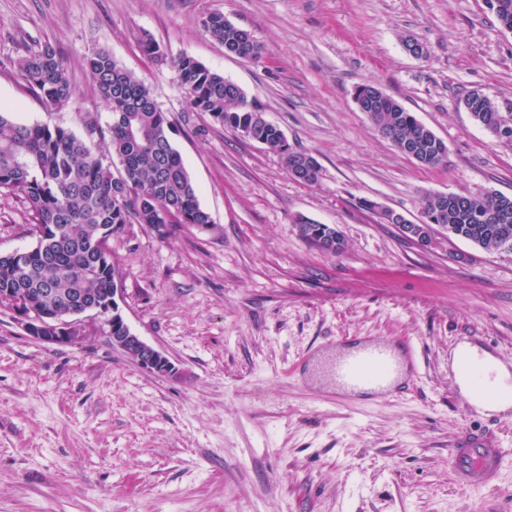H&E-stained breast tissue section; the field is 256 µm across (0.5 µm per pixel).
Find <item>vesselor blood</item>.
<instances>
[{
	"mask_svg": "<svg viewBox=\"0 0 512 512\" xmlns=\"http://www.w3.org/2000/svg\"><path fill=\"white\" fill-rule=\"evenodd\" d=\"M416 360L415 352H408L402 359L394 344L363 339L336 357L331 375L342 393L368 391L385 396L391 392L403 362ZM503 368L491 345H479L470 339L461 341L456 378L474 393L467 402L469 409H478L480 401L489 397L512 398V373L504 374ZM503 463L504 452L499 443L471 430L462 432L449 450L453 479L464 488L498 485Z\"/></svg>",
	"mask_w": 512,
	"mask_h": 512,
	"instance_id": "obj_1",
	"label": "vessel or blood"
}]
</instances>
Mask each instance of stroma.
Returning a JSON list of instances; mask_svg holds the SVG:
<instances>
[{
	"label": "stroma",
	"instance_id": "stroma-1",
	"mask_svg": "<svg viewBox=\"0 0 512 512\" xmlns=\"http://www.w3.org/2000/svg\"><path fill=\"white\" fill-rule=\"evenodd\" d=\"M214 11L251 34L259 60L208 35ZM146 36L164 60L143 53ZM44 44L74 89L52 110L16 69ZM98 49L150 85L211 218L164 240L130 224L110 241L123 318L180 376L142 371L96 315L84 345L48 347L0 308V512H512V417L494 429L498 488H462L448 463L453 439L481 423L453 382L459 342H490L512 363V251L425 249L359 205L414 221L427 192L512 196V145L463 106L478 90L512 112V32L484 0H0V105L79 136V113L108 125L84 66ZM182 56L240 85L290 149L318 160L320 182L196 111L176 83ZM365 83L442 139L447 164L420 166L383 139L354 100ZM301 216L335 227L343 252L300 238ZM29 222L23 199L0 198V253L33 246ZM353 336L413 347L419 387L347 398L298 366Z\"/></svg>",
	"mask_w": 512,
	"mask_h": 512
}]
</instances>
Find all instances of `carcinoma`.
<instances>
[{"mask_svg":"<svg viewBox=\"0 0 512 512\" xmlns=\"http://www.w3.org/2000/svg\"><path fill=\"white\" fill-rule=\"evenodd\" d=\"M491 11L512 32V0H493ZM202 26L227 52L252 61L261 57V46L224 14H208ZM17 66L45 105L58 106L73 96L64 61L52 46L28 53ZM85 67L112 114L107 128L87 113L81 138L58 125L21 124L0 113V195L24 199L37 238L30 249L0 255V288L31 293L54 288L99 297L112 288L117 269L105 243L126 225L145 224L164 239L171 224L211 223L151 88L103 50L88 55ZM175 68L178 88L197 111L278 153L288 172H301L308 184L319 182L317 160L288 148L283 131L264 119L241 86L192 57L179 58ZM355 101L399 152L423 167L446 162V144L379 88L359 86ZM463 104L477 124L512 143L511 112L500 111L478 90L468 92ZM114 159L120 165L115 171ZM422 214L421 223L436 225L450 238L512 251V197L490 190L429 192ZM296 224L300 237L321 251L342 250L335 228L303 217Z\"/></svg>","mask_w":512,"mask_h":512,"instance_id":"carcinoma-1","label":"carcinoma"}]
</instances>
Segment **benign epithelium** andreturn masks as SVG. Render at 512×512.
Here are the masks:
<instances>
[{
	"label": "benign epithelium",
	"mask_w": 512,
	"mask_h": 512,
	"mask_svg": "<svg viewBox=\"0 0 512 512\" xmlns=\"http://www.w3.org/2000/svg\"><path fill=\"white\" fill-rule=\"evenodd\" d=\"M387 218L407 229L422 247L437 249L445 239L438 235L431 224H410L400 211L386 209ZM123 300L122 279H115V288L92 304L79 306L65 298L51 307L43 305L42 298L22 288H1L0 306L20 317L25 333L46 346H80L88 339V331L81 319L85 313L106 317L108 337L112 345L121 350L138 367L164 377L176 378L179 368L162 350L148 344L134 333L125 322L119 301Z\"/></svg>",
	"instance_id": "obj_1"
}]
</instances>
